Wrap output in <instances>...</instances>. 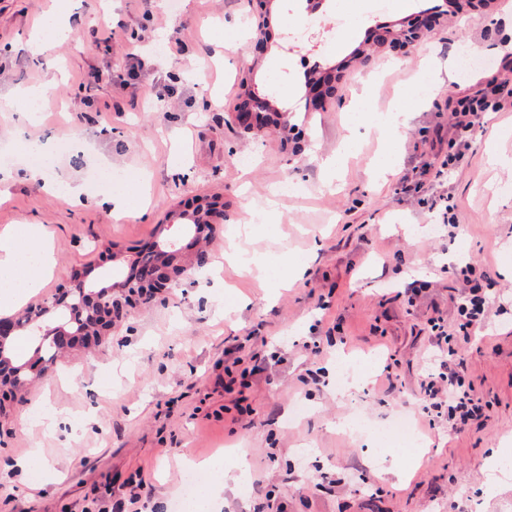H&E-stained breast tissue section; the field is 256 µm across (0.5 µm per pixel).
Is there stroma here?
<instances>
[{
    "instance_id": "stroma-1",
    "label": "stroma",
    "mask_w": 512,
    "mask_h": 512,
    "mask_svg": "<svg viewBox=\"0 0 512 512\" xmlns=\"http://www.w3.org/2000/svg\"><path fill=\"white\" fill-rule=\"evenodd\" d=\"M289 1L264 6L268 36L257 49L242 26L251 0H179L174 15L157 0H0V150L38 141L57 152L55 176L85 178L108 160L134 183L129 212L116 216L46 193L16 159L0 230L27 222L53 232L52 275L30 305L50 300L74 271L97 278L124 268L131 251L172 235L170 219L186 202L224 204L206 277L140 304L97 346L61 356L41 381L0 401V512H112L137 474L148 494L126 512H168L186 467L204 460L217 463L200 478L217 490L220 512H512V468L487 489L489 457L512 448V112L473 133L450 177L432 172L448 152L436 131L452 99L480 86L484 64L512 57V0L446 18L406 55L384 51L361 63L352 51L370 30L403 24L432 0L391 5L335 45L321 31L294 40L293 19L307 8L293 0L289 10ZM58 9L75 27L72 40L46 39L44 53L33 54L34 26ZM464 49L479 64L463 81L404 101L413 118L393 134V174L373 182L378 143L363 129L338 190L327 188L321 160L341 147L358 94L389 111L418 82L422 59L444 74ZM315 61L344 72L323 112L304 107ZM278 74L283 82L272 85ZM29 87L45 102L32 122L11 105ZM247 87L287 113L298 155L275 132L252 137L234 126ZM286 180L302 192L280 199L274 225L242 240L268 269L285 259L306 265L300 281L276 288L262 272L226 262L224 243ZM441 195L454 207L453 238L429 208ZM465 264L487 276V297L502 312L463 334L466 284L452 269ZM434 317L485 406L457 431L445 422L429 428L420 415L422 383L438 358ZM343 354L366 366L361 386L333 380ZM39 408L59 424L34 423ZM401 413L422 446L380 461L335 427L354 415L377 423ZM34 447L43 470H13ZM228 448L249 457L248 476L225 457ZM324 471L336 486L318 485Z\"/></svg>"
}]
</instances>
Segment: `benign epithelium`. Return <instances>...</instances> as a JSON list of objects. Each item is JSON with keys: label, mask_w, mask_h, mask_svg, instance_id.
I'll return each instance as SVG.
<instances>
[{"label": "benign epithelium", "mask_w": 512, "mask_h": 512, "mask_svg": "<svg viewBox=\"0 0 512 512\" xmlns=\"http://www.w3.org/2000/svg\"><path fill=\"white\" fill-rule=\"evenodd\" d=\"M445 16L447 13L443 10L433 9L424 18L407 20L398 30L387 28L381 31V42L393 52L404 53ZM340 80V73L330 72L313 81L305 98L306 109L312 112L324 110L336 97V84ZM248 93L251 95L248 105H238L232 115L234 124L243 132L258 135L269 127L268 119L286 118L284 113L271 106L266 97L251 89ZM216 228L215 224H197L192 239L185 245L174 240L168 248L155 242L137 250L129 261L132 273L124 282L110 288L98 291L89 289L87 274L77 270L51 301L31 310L0 317V393L26 388L41 379L47 368V361L39 351L22 363L16 362L6 352L20 330L40 322L44 324V337L50 339L57 349L72 351L90 347L110 335L116 325L128 320L138 301L151 299L175 282L198 273L200 266L196 260L200 254L199 246L212 237ZM144 258L149 259L152 266V274L147 277L138 274L139 263ZM75 292L81 294L82 301L73 306L70 297ZM59 309L70 311L71 321L76 323L77 328L53 324L52 315Z\"/></svg>", "instance_id": "7a95c632"}]
</instances>
